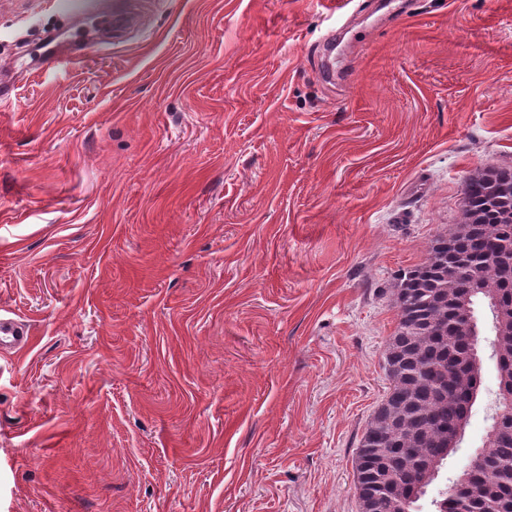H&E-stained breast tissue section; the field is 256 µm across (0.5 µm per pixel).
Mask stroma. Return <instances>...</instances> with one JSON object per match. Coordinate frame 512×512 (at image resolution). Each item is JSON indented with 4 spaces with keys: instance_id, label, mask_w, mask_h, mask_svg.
I'll list each match as a JSON object with an SVG mask.
<instances>
[{
    "instance_id": "35a3bbf8",
    "label": "stroma",
    "mask_w": 512,
    "mask_h": 512,
    "mask_svg": "<svg viewBox=\"0 0 512 512\" xmlns=\"http://www.w3.org/2000/svg\"><path fill=\"white\" fill-rule=\"evenodd\" d=\"M54 2L0 0V66L86 31ZM133 8L0 111V512H360L397 278L512 167V0ZM2 311L0 313V345L5 344L16 350L28 347L32 340L30 326L10 316L8 311L4 309Z\"/></svg>"
}]
</instances>
